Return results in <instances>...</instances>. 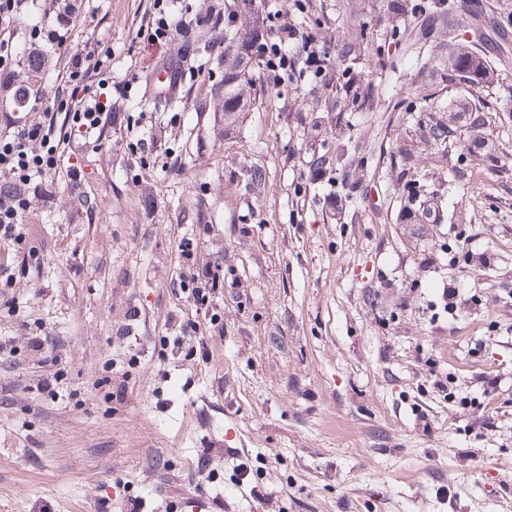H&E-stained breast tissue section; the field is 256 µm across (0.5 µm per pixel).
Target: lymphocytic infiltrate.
Listing matches in <instances>:
<instances>
[{
  "label": "lymphocytic infiltrate",
  "instance_id": "obj_1",
  "mask_svg": "<svg viewBox=\"0 0 512 512\" xmlns=\"http://www.w3.org/2000/svg\"><path fill=\"white\" fill-rule=\"evenodd\" d=\"M88 69L81 59H74L64 87L55 91L51 112L42 120L19 126L16 131L0 134V175L8 176L12 190L0 202V246H10L20 237L25 214L33 199L30 186L35 178L57 169L63 154L56 141L55 113H65L74 131L90 133L102 123V106L97 92L87 82Z\"/></svg>",
  "mask_w": 512,
  "mask_h": 512
}]
</instances>
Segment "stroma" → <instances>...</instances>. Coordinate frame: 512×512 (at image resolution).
<instances>
[{"instance_id":"35a3bbf8","label":"stroma","mask_w":512,"mask_h":512,"mask_svg":"<svg viewBox=\"0 0 512 512\" xmlns=\"http://www.w3.org/2000/svg\"><path fill=\"white\" fill-rule=\"evenodd\" d=\"M231 2L74 0L71 26L55 0H26L0 30V134L51 107L74 57L108 76L100 129L72 136L21 243L0 246V512H188L197 495L210 512H512V29L493 23L512 0H481L502 65L479 89L402 70L434 50L394 44L378 0H312L319 39L359 19L387 63L350 130L368 196L339 218L304 188L321 142L295 116L313 82L257 96L230 131L220 51L159 84L177 52L159 10L190 28ZM37 25L63 40L43 45L47 78L20 106ZM424 89L497 113L503 151L486 170L465 132L416 155L435 182L473 163L447 222L418 231L396 221L387 157ZM249 165L265 174L251 193ZM216 264L224 285L198 302L186 286Z\"/></svg>"}]
</instances>
